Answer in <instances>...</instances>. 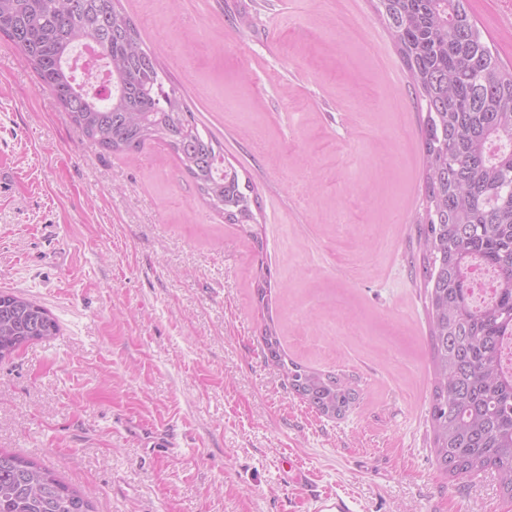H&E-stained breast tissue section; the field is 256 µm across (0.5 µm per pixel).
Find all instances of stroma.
<instances>
[{
  "label": "stroma",
  "mask_w": 512,
  "mask_h": 512,
  "mask_svg": "<svg viewBox=\"0 0 512 512\" xmlns=\"http://www.w3.org/2000/svg\"><path fill=\"white\" fill-rule=\"evenodd\" d=\"M122 5L250 179L257 222L225 223L164 144L105 152L0 37V291L59 325L0 363V448L96 512H311L288 460L362 512H512L493 475L435 463L423 114L371 0ZM470 5L512 65V0ZM267 325L289 359L350 377L344 415L293 395L264 359Z\"/></svg>",
  "instance_id": "35a3bbf8"
}]
</instances>
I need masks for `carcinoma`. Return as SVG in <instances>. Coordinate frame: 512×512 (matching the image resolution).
<instances>
[{"instance_id": "carcinoma-1", "label": "carcinoma", "mask_w": 512, "mask_h": 512, "mask_svg": "<svg viewBox=\"0 0 512 512\" xmlns=\"http://www.w3.org/2000/svg\"><path fill=\"white\" fill-rule=\"evenodd\" d=\"M120 0H0V35L21 52L71 124L109 153L128 156L161 142L177 156L205 201L227 224H247L257 199L250 181L198 128L176 86ZM425 112L420 275L430 319L434 385L429 402L437 468L464 478L495 473L512 499V373L503 369L512 337V66L483 35L469 0H376ZM96 46L110 86L92 89L69 65L74 46ZM493 269V300L474 298L468 273ZM51 313L22 294L0 292V339L20 345L54 336ZM266 362L317 413L342 415L351 381L288 359L275 327H264ZM0 512H94L90 498L18 453L0 451Z\"/></svg>"}]
</instances>
